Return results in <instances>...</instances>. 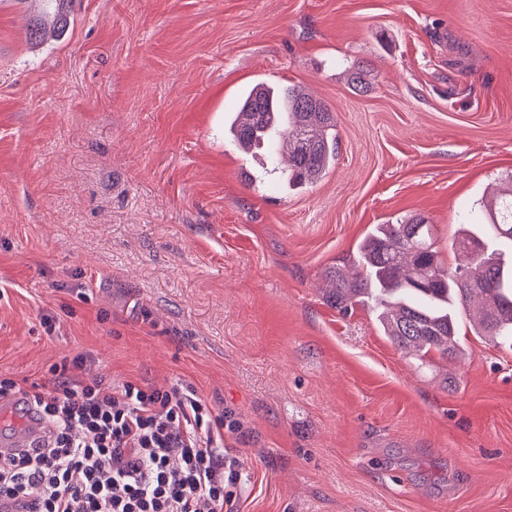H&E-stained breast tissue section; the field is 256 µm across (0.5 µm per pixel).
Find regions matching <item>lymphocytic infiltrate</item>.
I'll use <instances>...</instances> for the list:
<instances>
[{
	"label": "lymphocytic infiltrate",
	"instance_id": "f902f5d3",
	"mask_svg": "<svg viewBox=\"0 0 512 512\" xmlns=\"http://www.w3.org/2000/svg\"><path fill=\"white\" fill-rule=\"evenodd\" d=\"M83 364H54L48 387L0 379V401L25 394L51 425L43 446L0 458V497L30 512H235L241 474L224 448L227 412L190 385L88 384Z\"/></svg>",
	"mask_w": 512,
	"mask_h": 512
}]
</instances>
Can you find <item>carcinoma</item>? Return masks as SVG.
Returning a JSON list of instances; mask_svg holds the SVG:
<instances>
[{
	"mask_svg": "<svg viewBox=\"0 0 512 512\" xmlns=\"http://www.w3.org/2000/svg\"><path fill=\"white\" fill-rule=\"evenodd\" d=\"M73 2L41 0L29 40L62 37L74 19ZM224 137L245 154L286 140L283 180L291 191L321 181L336 164L332 112L295 85L254 84L224 123ZM451 249L460 258L452 271L435 246L434 225L421 216L374 224L353 259L363 276L333 272L329 299L340 311H374L384 334L420 360L433 352L461 358L462 309L476 310V335L512 342V189L485 211L464 212Z\"/></svg>",
	"mask_w": 512,
	"mask_h": 512,
	"instance_id": "carcinoma-1",
	"label": "carcinoma"
}]
</instances>
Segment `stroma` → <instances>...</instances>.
Here are the masks:
<instances>
[{"label":"stroma","instance_id":"35a3bbf8","mask_svg":"<svg viewBox=\"0 0 512 512\" xmlns=\"http://www.w3.org/2000/svg\"><path fill=\"white\" fill-rule=\"evenodd\" d=\"M0 0V379L193 385L240 428L237 512H512V350H399L329 275L512 173V0H76L57 41ZM369 70L368 88L349 81ZM262 79L336 118L291 191L222 138Z\"/></svg>","mask_w":512,"mask_h":512}]
</instances>
